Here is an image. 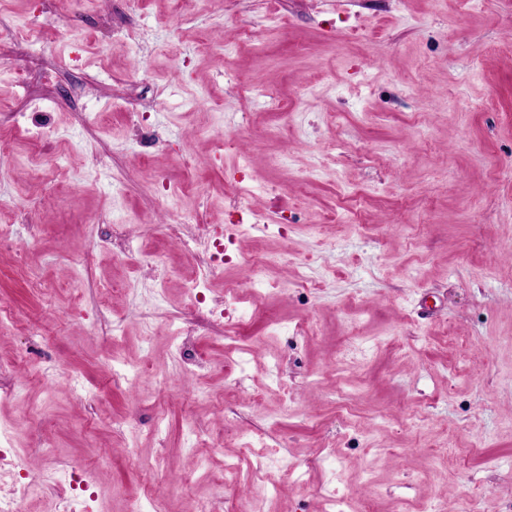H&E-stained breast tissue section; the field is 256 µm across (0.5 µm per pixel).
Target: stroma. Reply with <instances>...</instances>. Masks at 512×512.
I'll list each match as a JSON object with an SVG mask.
<instances>
[{
	"mask_svg": "<svg viewBox=\"0 0 512 512\" xmlns=\"http://www.w3.org/2000/svg\"><path fill=\"white\" fill-rule=\"evenodd\" d=\"M40 23L0 39L17 512H512V0H0ZM185 212L249 230L186 253Z\"/></svg>",
	"mask_w": 512,
	"mask_h": 512,
	"instance_id": "35a3bbf8",
	"label": "stroma"
}]
</instances>
